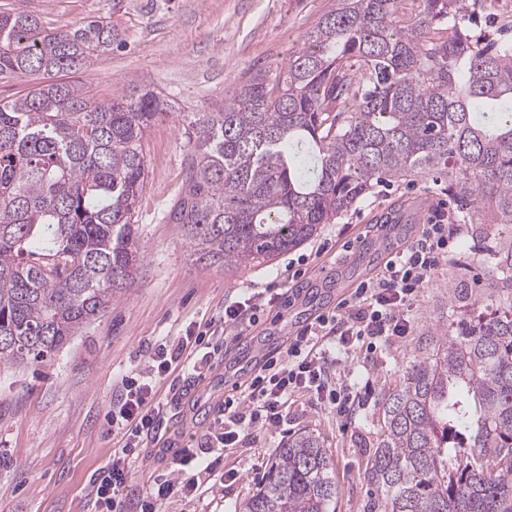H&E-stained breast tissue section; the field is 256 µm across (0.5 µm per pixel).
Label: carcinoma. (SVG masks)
<instances>
[{
    "label": "carcinoma",
    "mask_w": 512,
    "mask_h": 512,
    "mask_svg": "<svg viewBox=\"0 0 512 512\" xmlns=\"http://www.w3.org/2000/svg\"><path fill=\"white\" fill-rule=\"evenodd\" d=\"M487 0H336L288 60L184 116L169 218L195 262L271 264L394 180L436 174L453 221L512 224V41L471 35ZM0 11V76L75 74L124 44L112 22L47 29ZM168 101L75 81L0 101V367L47 363L141 276L142 149ZM506 307L436 332L380 404L367 512H512V242L487 250ZM331 454L288 437L245 512H336Z\"/></svg>",
    "instance_id": "obj_1"
}]
</instances>
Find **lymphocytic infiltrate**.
<instances>
[{"instance_id":"f902f5d3","label":"lymphocytic infiltrate","mask_w":512,"mask_h":512,"mask_svg":"<svg viewBox=\"0 0 512 512\" xmlns=\"http://www.w3.org/2000/svg\"><path fill=\"white\" fill-rule=\"evenodd\" d=\"M452 237L447 213L436 211L420 237L356 288L336 313L316 318L299 333L296 344L269 360L238 397L225 399L201 444L181 449L167 475L155 483L148 496L133 504L131 512H158L164 501L175 498L193 500L218 475L225 485L237 482L238 472L217 474L213 451L239 447L259 430L277 433L292 397L302 396L313 406L333 408L343 418L351 416L362 401L349 382L327 376V365L346 368L360 346L373 353L380 345L406 341L412 332L413 302L447 256ZM214 357V352H199L186 336L148 352L145 368L127 377L111 413L112 428L122 435L125 447L114 453L111 464L94 483L97 500L107 512H117L119 507L116 495L129 479L130 449L139 447L162 423L165 403L157 392L158 383L177 370L186 376H200Z\"/></svg>"}]
</instances>
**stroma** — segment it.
<instances>
[{"label":"stroma","instance_id":"1","mask_svg":"<svg viewBox=\"0 0 512 512\" xmlns=\"http://www.w3.org/2000/svg\"><path fill=\"white\" fill-rule=\"evenodd\" d=\"M334 5L335 0H26V9L49 28L104 17L119 29L124 48L75 76L87 94L108 100L132 83L161 93L173 109L152 121L142 142L147 176L135 208L145 252L139 285L52 363L0 368V512H98L93 478L124 444L108 419L126 375L143 368L150 348L193 334L219 352L202 376L186 381L176 372L161 382L159 393L168 402L162 426L134 449L129 480L118 497L129 503L147 495L178 451L197 444L225 395L250 381L243 360L256 344H277L317 315L335 311L344 289L374 277L418 236L434 210L453 209L447 191L427 175L380 187L275 263L232 276L196 264L182 226L165 220L187 163L182 113L219 111L225 92L255 71L286 61ZM471 28L492 41L512 40V0H495ZM384 224L391 227L390 237L380 234ZM485 232L475 239L471 225L458 226L447 259L413 303L414 329L406 342L370 358L354 354L350 382L367 394L363 410L344 420L333 409L292 398L278 433L257 434L224 453L222 467L239 471L237 483L215 484L190 502L168 500L161 512H243L278 448L302 431L318 436L333 457L336 512H367L363 472L380 441L384 393L425 336L455 328L464 304L500 306L487 286L484 246L512 237V226L494 224ZM284 286L288 298L258 311L247 330L225 325L224 308L243 289Z\"/></svg>","mask_w":512,"mask_h":512}]
</instances>
